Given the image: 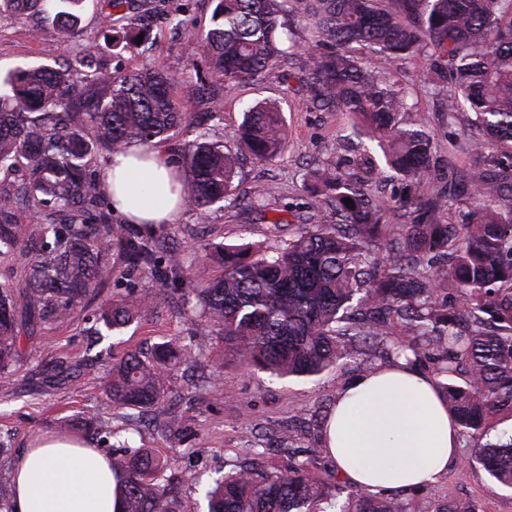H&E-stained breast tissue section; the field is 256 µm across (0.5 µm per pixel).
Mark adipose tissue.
Returning <instances> with one entry per match:
<instances>
[{"label":"adipose tissue","instance_id":"ef3b65f1","mask_svg":"<svg viewBox=\"0 0 512 512\" xmlns=\"http://www.w3.org/2000/svg\"><path fill=\"white\" fill-rule=\"evenodd\" d=\"M112 210L128 224L175 223L185 203L165 153L142 145L103 170ZM326 456L350 486L401 494L435 483L458 456V434L435 377L399 359L336 393L323 431ZM15 512H121L117 481L98 450L40 436L11 468Z\"/></svg>","mask_w":512,"mask_h":512}]
</instances>
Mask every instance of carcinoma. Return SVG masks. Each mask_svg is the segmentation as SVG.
<instances>
[{
  "label": "carcinoma",
  "instance_id": "obj_1",
  "mask_svg": "<svg viewBox=\"0 0 512 512\" xmlns=\"http://www.w3.org/2000/svg\"><path fill=\"white\" fill-rule=\"evenodd\" d=\"M68 0H37L60 31L78 18ZM399 13L381 0H218L214 27L196 32L185 19L169 24L193 40L228 87L262 76L281 57L301 51L315 68L312 104L348 113L367 163L398 182L393 208L419 211L411 224L386 235L379 211L362 184L340 167L312 173L314 189L329 195L336 219L304 227L284 246L259 254L248 245L199 246L200 258L221 255L224 274L200 282L193 264L170 248L168 224H114L106 192L92 169L93 146L113 152L126 145L165 140L183 123L176 90L195 85L176 74L101 73L83 83L86 50L68 64L18 67L0 84V172L27 168L31 178L0 181V255L32 250L24 287L0 283V374L19 358L20 337L36 321L67 322L77 304L101 295L112 281V246L126 272L144 274L159 288L152 297L114 295L100 303L98 321L119 331L182 292L206 336L241 367L278 378L315 377L343 361L382 350L387 359L427 363L443 378L440 388L459 432L476 440L473 461L497 484L512 488V434L481 442L490 415H512V199L494 204L512 170V0H397ZM293 16L311 37L283 43L279 30ZM370 51L353 55V45ZM432 52L424 81H451L457 95L447 110L473 112L472 150L499 171H474L469 186L448 174V191L419 197L437 162L426 133L405 119L408 104L387 79L396 56ZM94 129L93 142L84 137ZM237 151L196 139L181 144L189 170L187 204L200 211L231 194L239 153L261 162L276 158L285 141L277 106L258 103L235 132ZM349 198L347 205L343 199ZM465 200L458 217L443 222L448 202ZM385 239L383 261H369L368 245ZM430 273L418 271L420 264ZM455 292L439 299L438 289ZM192 344L174 337L150 354L112 357L107 403L136 411L167 440L181 433L167 406L171 372ZM466 375L464 384L456 378ZM256 461L211 479L207 512H324L328 487L290 457L288 469ZM123 482L124 512H181L164 471L171 458L125 443L110 453ZM14 487L0 471V512H14ZM338 512H417L413 500L350 489Z\"/></svg>",
  "mask_w": 512,
  "mask_h": 512
}]
</instances>
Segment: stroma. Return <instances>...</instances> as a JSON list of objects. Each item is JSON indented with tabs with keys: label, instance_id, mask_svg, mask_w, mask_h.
I'll use <instances>...</instances> for the list:
<instances>
[{
	"label": "stroma",
	"instance_id": "35a3bbf8",
	"mask_svg": "<svg viewBox=\"0 0 512 512\" xmlns=\"http://www.w3.org/2000/svg\"><path fill=\"white\" fill-rule=\"evenodd\" d=\"M216 5L217 0H131L129 9L107 25L100 20L99 0H77L71 10L79 21L75 35L68 37L51 17L19 9L13 0H0V79L19 66H64L68 56L95 46L99 52L94 70L180 73L200 86L199 95L182 102L186 123L157 144L172 159H179L183 142L201 132L207 140L235 149L234 132L249 106L269 101L280 107L287 128L282 152L264 163L241 156L231 196L204 212L185 208L175 224L189 258L196 250L191 235L202 226L212 243L281 247L300 225L331 213L327 198L312 188L311 171L347 165L351 157L346 137L352 120L348 113L313 106L303 84L310 66L307 55L281 59L262 77L228 88L212 75L196 44L174 34L168 25L169 17L177 15L196 30H208ZM428 63L425 55L404 54L393 59L387 73L405 91L408 119L429 136L439 161L438 178L422 184L426 198L441 193L449 175L465 181L485 166L469 148L468 111L452 116L446 111L453 85L424 83ZM260 186L274 191L272 211H263L254 200ZM277 214L283 219L278 226L272 223ZM97 308V301L83 302L68 323L41 324L31 335L21 336L22 360L11 374L0 376V439L18 452L35 437L60 431L62 421L75 423L84 414L99 413L105 431L92 435L96 448L105 452L127 438L173 459L170 476L180 484L182 512L205 508L204 488L194 483V476L230 470L248 449L268 446L267 461L281 467L288 456L277 449L278 435L294 433L297 451L319 444L322 422L340 386L383 362L378 355L363 356L316 378L280 380L224 361L222 348L204 336L198 319L174 307L163 306L105 338L93 334ZM170 336L195 346L170 379V403L187 430L179 442L159 439L148 427L132 431L123 410L108 406L103 393L108 351L140 349ZM58 360L69 361L68 379L55 387L43 386L42 378ZM89 365L95 368L90 376L85 373ZM472 448V439H461L458 461L437 483L414 493L419 512H433L442 500L474 507L476 512H512V490L493 484L472 462Z\"/></svg>",
	"mask_w": 512,
	"mask_h": 512
}]
</instances>
